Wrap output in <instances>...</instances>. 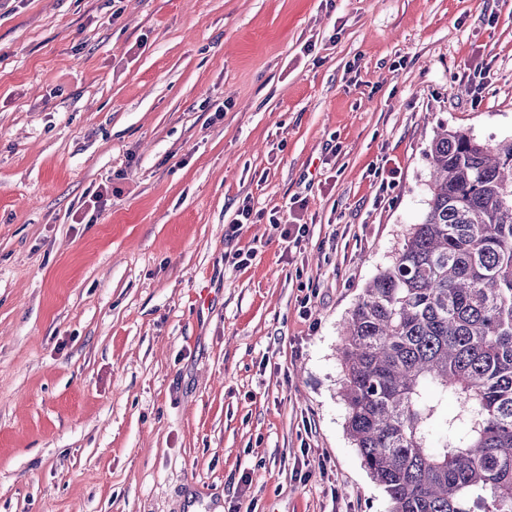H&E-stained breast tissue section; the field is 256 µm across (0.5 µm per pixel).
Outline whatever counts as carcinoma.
Listing matches in <instances>:
<instances>
[{"label":"carcinoma","instance_id":"carcinoma-1","mask_svg":"<svg viewBox=\"0 0 512 512\" xmlns=\"http://www.w3.org/2000/svg\"><path fill=\"white\" fill-rule=\"evenodd\" d=\"M428 157L424 218L342 326L346 430L389 512H512V141L445 129Z\"/></svg>","mask_w":512,"mask_h":512}]
</instances>
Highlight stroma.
Here are the masks:
<instances>
[{
    "instance_id": "35a3bbf8",
    "label": "stroma",
    "mask_w": 512,
    "mask_h": 512,
    "mask_svg": "<svg viewBox=\"0 0 512 512\" xmlns=\"http://www.w3.org/2000/svg\"><path fill=\"white\" fill-rule=\"evenodd\" d=\"M443 126L512 139V0H0V512H388L336 352Z\"/></svg>"
}]
</instances>
